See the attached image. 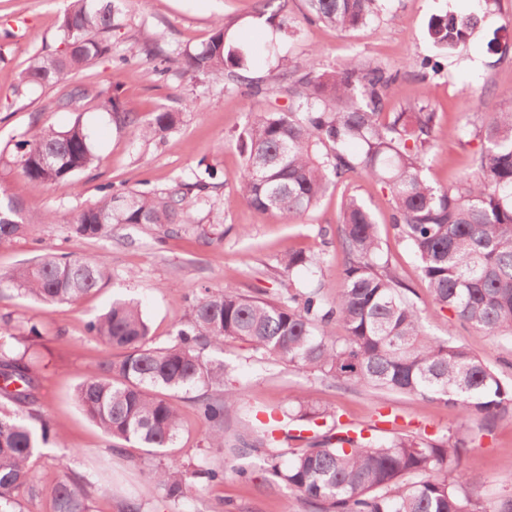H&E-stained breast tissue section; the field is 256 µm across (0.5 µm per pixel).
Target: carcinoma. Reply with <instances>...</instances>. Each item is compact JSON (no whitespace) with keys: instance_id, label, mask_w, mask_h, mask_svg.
Masks as SVG:
<instances>
[{"instance_id":"1","label":"carcinoma","mask_w":512,"mask_h":512,"mask_svg":"<svg viewBox=\"0 0 512 512\" xmlns=\"http://www.w3.org/2000/svg\"><path fill=\"white\" fill-rule=\"evenodd\" d=\"M121 2L69 0L58 26V49L30 57L13 94L65 82L59 108L78 112L84 102L93 101L119 126L136 129L143 139L162 140L176 128L180 113L157 109L143 121L112 84L67 82L112 57ZM287 2L258 0L256 15L268 22L279 18L278 27L292 34L291 19L284 15ZM385 2L306 0V19L354 31L378 18ZM479 21L476 13L432 16L428 36L436 54L413 61L411 68L439 74L442 60L466 43ZM226 36L221 18L209 40L196 48H176L169 57L148 38L140 54L155 62L160 76L168 74L167 63L173 60L193 79L217 77L243 61V53ZM398 77L397 71L357 57L329 74L307 72L300 64L284 69L288 111L260 114L238 138L244 157L240 197L254 210L288 223L314 209L339 182L361 175L381 183L389 195L392 226L418 258L422 279L440 308L493 338L511 336L512 106L490 109L471 126L448 131L461 142H479V149L471 168L456 181L436 185L426 176V160L437 113L428 104L387 111L388 92ZM18 148L16 163L35 185L74 178L99 161L91 131L79 118L64 129L42 127ZM217 175L207 165L194 174V182L176 181L163 189L145 186L114 193L112 186H104L100 198L77 215L74 231L92 239L114 224H142L177 234L194 223L188 194L206 197ZM33 221L50 223L52 216L26 218L15 199L0 195V242L17 237ZM337 237L344 265L341 288L332 299L318 288L291 281L275 299L206 288L164 346L148 344L149 324L137 303L113 302L88 322L87 331L119 354L78 384L75 400L81 410L108 439L165 453L175 446L181 429L180 408L169 392L207 388L212 393L196 398V409L207 427V447L222 449L224 413L241 403L242 395L224 362L210 352L232 338L339 386L442 400L464 419L482 416L487 428L511 418L512 383L469 349L427 334L409 296L411 288L385 255L375 216L360 198L343 201ZM280 266L284 274L297 269L321 274L325 259L295 251L284 255ZM108 279L109 271L97 257L61 254L19 267L0 280V293L71 302ZM334 324L345 335H333ZM36 337L32 327L26 335L0 339V391L10 402L33 404L28 393L32 372L20 347ZM11 384L19 388L11 390ZM330 416L329 406L301 400L296 413L283 414L282 423L301 433ZM274 423L271 415L264 427L241 431L230 449L239 456L264 454L268 486L287 488L316 512H487L464 492L477 477L457 466L467 445L462 428L434 442L414 436L367 438L361 429L334 423L288 457L273 436ZM51 435V421L40 409L31 407L20 415L0 405V512H21V489L32 499L48 497L52 512H91L90 488L112 493L109 485L68 475L44 485L32 459ZM148 478L175 509L207 486L224 482V461L216 458L193 469L170 461L151 468Z\"/></svg>"}]
</instances>
